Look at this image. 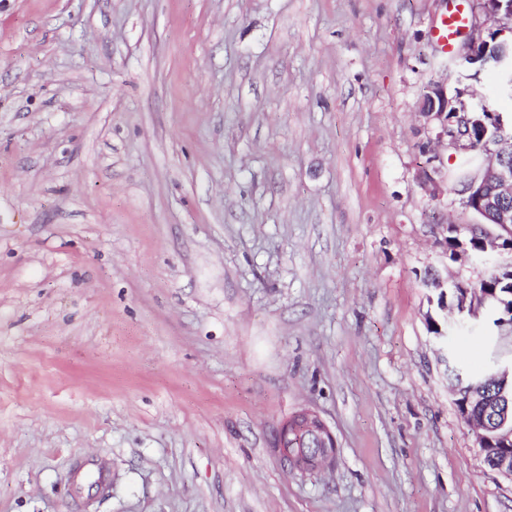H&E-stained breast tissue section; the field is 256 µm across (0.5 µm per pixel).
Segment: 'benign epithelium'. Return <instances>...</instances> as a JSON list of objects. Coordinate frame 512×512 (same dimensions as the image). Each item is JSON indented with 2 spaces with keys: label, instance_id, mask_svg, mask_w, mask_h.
<instances>
[{
  "label": "benign epithelium",
  "instance_id": "obj_1",
  "mask_svg": "<svg viewBox=\"0 0 512 512\" xmlns=\"http://www.w3.org/2000/svg\"><path fill=\"white\" fill-rule=\"evenodd\" d=\"M484 20L476 22L475 31L489 23L504 18L512 19V0H477ZM451 67L456 69V83L479 78L481 71L494 70L501 91L512 95V41H500L493 45L481 37H471L451 57ZM464 91L448 97L445 88L433 85L425 93L420 113L428 129L435 132V139L447 142L456 151L467 154L479 151L490 156L482 175L472 181L463 198V205L480 214L487 224H496L509 229L512 235V208L496 206L489 192L512 196V166L507 159L512 156V120L497 124L493 135H487L484 116L493 114L485 103L467 105L462 100ZM478 226L470 227L476 234L473 248L488 252L501 247L500 237L484 230L477 233ZM451 292V301L442 308L453 307L459 320H476L489 303L488 295H478L472 288L460 283L444 285ZM491 378L501 390L512 388V365L494 364L490 368ZM456 405L460 416L474 430L478 448L490 470L512 481V425H500L492 429L498 416L508 417L509 410L498 411L484 393L482 386L473 384L457 391ZM336 438L327 422L315 411L300 410L288 417L277 432V446L285 468L303 474L316 473L328 467L336 456V449L328 447L329 439Z\"/></svg>",
  "mask_w": 512,
  "mask_h": 512
}]
</instances>
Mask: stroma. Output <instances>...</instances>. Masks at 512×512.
Here are the masks:
<instances>
[{
	"label": "stroma",
	"mask_w": 512,
	"mask_h": 512,
	"mask_svg": "<svg viewBox=\"0 0 512 512\" xmlns=\"http://www.w3.org/2000/svg\"><path fill=\"white\" fill-rule=\"evenodd\" d=\"M448 0H0V512H512L425 282L477 215L419 113ZM318 412L336 458L276 446ZM109 469L107 489L77 459ZM329 438L336 447V435L315 411L294 412L277 432L281 460L289 471L316 473L328 467L336 456V448H328Z\"/></svg>",
	"instance_id": "stroma-1"
}]
</instances>
